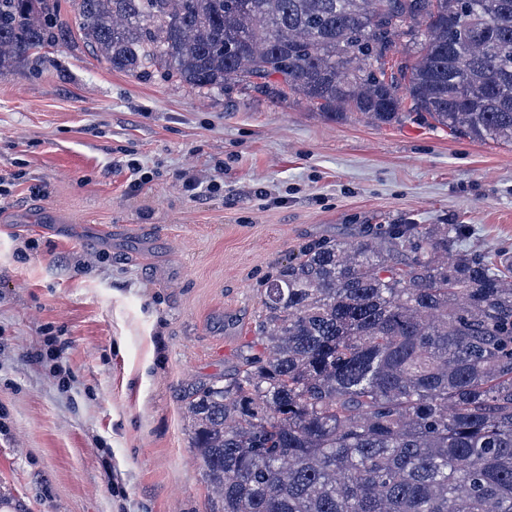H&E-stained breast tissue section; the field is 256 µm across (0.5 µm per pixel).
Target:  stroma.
<instances>
[{"label": "stroma", "mask_w": 512, "mask_h": 512, "mask_svg": "<svg viewBox=\"0 0 512 512\" xmlns=\"http://www.w3.org/2000/svg\"><path fill=\"white\" fill-rule=\"evenodd\" d=\"M59 3L67 40L0 74V512H209L183 397L233 373L288 255L465 224L462 248L512 261V145L117 72Z\"/></svg>", "instance_id": "obj_1"}]
</instances>
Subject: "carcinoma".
<instances>
[{
  "label": "carcinoma",
  "instance_id": "cac0c4a2",
  "mask_svg": "<svg viewBox=\"0 0 512 512\" xmlns=\"http://www.w3.org/2000/svg\"><path fill=\"white\" fill-rule=\"evenodd\" d=\"M74 4L117 71L512 143V0ZM66 31L56 0H0V74ZM467 234L368 224L288 256L260 350L185 401L210 512H512V264L458 248Z\"/></svg>",
  "mask_w": 512,
  "mask_h": 512
}]
</instances>
